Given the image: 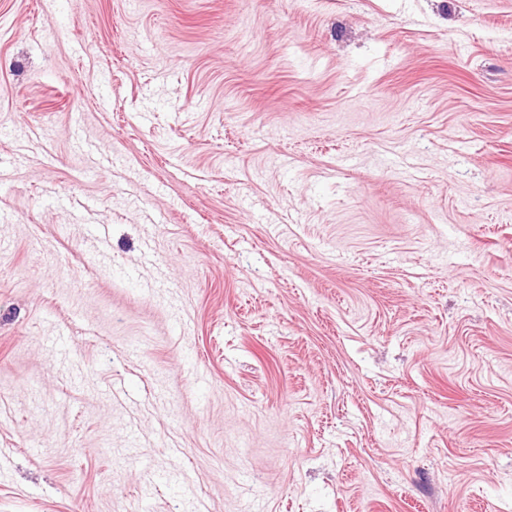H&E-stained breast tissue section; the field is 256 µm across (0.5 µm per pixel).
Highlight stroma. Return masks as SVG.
<instances>
[{"mask_svg":"<svg viewBox=\"0 0 512 512\" xmlns=\"http://www.w3.org/2000/svg\"><path fill=\"white\" fill-rule=\"evenodd\" d=\"M0 512H512V0H0Z\"/></svg>","mask_w":512,"mask_h":512,"instance_id":"1","label":"stroma"}]
</instances>
